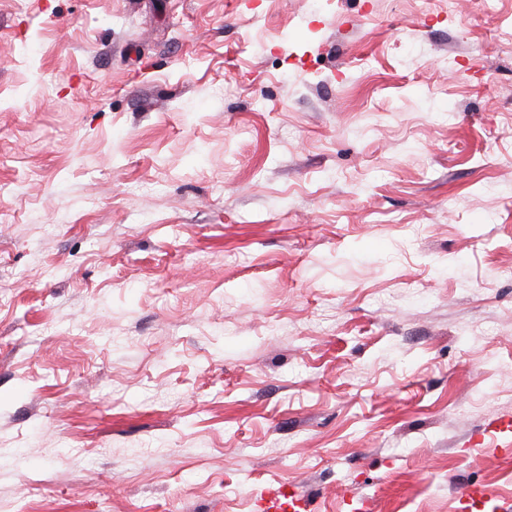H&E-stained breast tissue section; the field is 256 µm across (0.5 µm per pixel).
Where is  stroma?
<instances>
[{
	"mask_svg": "<svg viewBox=\"0 0 512 512\" xmlns=\"http://www.w3.org/2000/svg\"><path fill=\"white\" fill-rule=\"evenodd\" d=\"M510 27L0 0V512H512ZM258 508L260 512H303L306 500L296 487L282 483L262 492ZM492 493L486 488L478 485L470 486L461 492L458 502L461 505L456 510L478 509L487 499L491 498Z\"/></svg>",
	"mask_w": 512,
	"mask_h": 512,
	"instance_id": "stroma-1",
	"label": "stroma"
}]
</instances>
